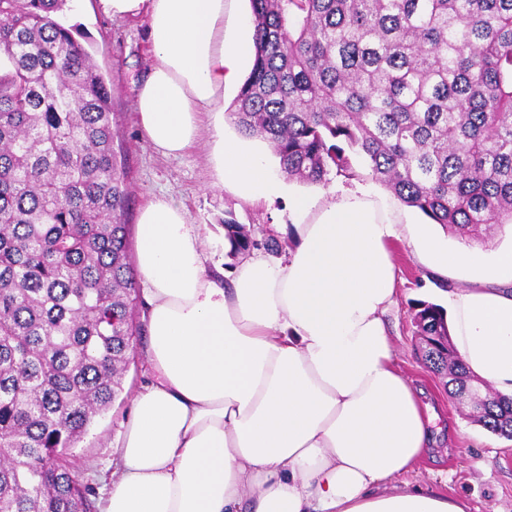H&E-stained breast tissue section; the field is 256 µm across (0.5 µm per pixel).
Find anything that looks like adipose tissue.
<instances>
[{
    "label": "adipose tissue",
    "mask_w": 512,
    "mask_h": 512,
    "mask_svg": "<svg viewBox=\"0 0 512 512\" xmlns=\"http://www.w3.org/2000/svg\"><path fill=\"white\" fill-rule=\"evenodd\" d=\"M229 0H100L146 16L152 65L136 90L153 148L182 155L201 115L250 54L226 26ZM219 186L287 196L288 254L245 257L231 280L183 205L141 212L137 266L150 336L149 378L112 451L100 512H468L405 476L436 442L437 412L396 364L384 314L397 292L391 247L408 241L442 273L476 272L446 297L457 356L512 397V248L482 259L401 224L371 190H288L265 146L215 129Z\"/></svg>",
    "instance_id": "obj_1"
}]
</instances>
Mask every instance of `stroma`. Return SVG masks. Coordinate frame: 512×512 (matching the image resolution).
Segmentation results:
<instances>
[{
    "mask_svg": "<svg viewBox=\"0 0 512 512\" xmlns=\"http://www.w3.org/2000/svg\"><path fill=\"white\" fill-rule=\"evenodd\" d=\"M65 25L77 27L79 39L112 86V109L120 128L119 145L125 154L130 197L124 219L137 226L140 212L153 198L170 195L187 209L192 223L206 225L214 251L223 249L224 218L246 225L257 239L277 237V227L292 221L282 198L249 200L216 186L210 162L213 128L204 116L200 142L173 158L157 153L142 133L135 113V91L151 62L145 16L114 18L99 0H72ZM397 295L387 315L388 329L401 372L425 392L439 414L443 431L436 448L406 479L412 485L464 499L470 512H512V441L501 438L473 421L461 401L449 396L443 381L423 365L416 342L414 304L438 301L461 287L458 278L433 270L407 242L394 247ZM147 336L138 334L122 379V390L109 410L96 418L76 448L72 465L88 472L94 490L112 458L111 441L117 440L128 417L131 400L145 382Z\"/></svg>",
    "mask_w": 512,
    "mask_h": 512,
    "instance_id": "stroma-1",
    "label": "stroma"
}]
</instances>
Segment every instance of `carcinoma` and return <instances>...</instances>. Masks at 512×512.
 Wrapping results in <instances>:
<instances>
[{
  "mask_svg": "<svg viewBox=\"0 0 512 512\" xmlns=\"http://www.w3.org/2000/svg\"><path fill=\"white\" fill-rule=\"evenodd\" d=\"M69 0H0V512H97L69 451L112 405L136 333L112 92ZM229 117L310 184L358 176L464 243L512 224V0H250ZM229 255L259 243L223 221ZM422 331L446 312L415 305ZM423 361L443 374V349ZM456 362L448 394L469 396ZM512 440V401L477 417Z\"/></svg>",
  "mask_w": 512,
  "mask_h": 512,
  "instance_id": "obj_1",
  "label": "carcinoma"
}]
</instances>
